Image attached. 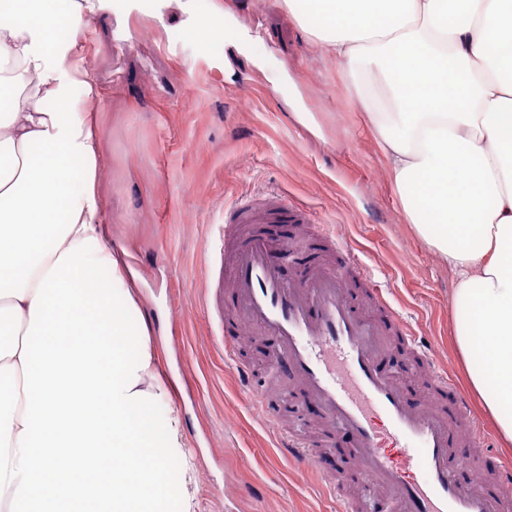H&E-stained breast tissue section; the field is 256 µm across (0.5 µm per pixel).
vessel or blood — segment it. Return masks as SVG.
Segmentation results:
<instances>
[{"label": "vessel or blood", "mask_w": 512, "mask_h": 512, "mask_svg": "<svg viewBox=\"0 0 512 512\" xmlns=\"http://www.w3.org/2000/svg\"><path fill=\"white\" fill-rule=\"evenodd\" d=\"M287 220L282 212L241 208L235 223L224 227L235 311L273 338V364L295 377L322 414L316 439H308L298 425L280 434L281 455L307 467L317 462L320 449L341 438L359 462L364 491L389 493L399 512H500L501 501L512 497V466H502L493 491L458 479L459 465H480L488 446L483 425L464 397L450 414L434 403L410 405L400 382L382 371L386 342L375 322L356 313L344 296L336 266L344 251L335 236L313 247L286 230L275 236L239 231L244 223ZM306 248L312 258L304 276L284 281L271 253L292 258ZM390 324L421 362L429 363L431 394L439 396L452 383L447 369L430 364L429 345L399 313H392ZM462 436L473 449L463 461L451 452Z\"/></svg>", "instance_id": "1"}]
</instances>
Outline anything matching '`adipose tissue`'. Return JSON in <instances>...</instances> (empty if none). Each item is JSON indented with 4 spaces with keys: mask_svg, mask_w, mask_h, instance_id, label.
<instances>
[{
    "mask_svg": "<svg viewBox=\"0 0 512 512\" xmlns=\"http://www.w3.org/2000/svg\"><path fill=\"white\" fill-rule=\"evenodd\" d=\"M98 0H0V512H190L180 419L151 414L137 271L102 223L75 41ZM346 65L402 211L455 273L465 381L512 442V0H285ZM52 108H45V101Z\"/></svg>",
    "mask_w": 512,
    "mask_h": 512,
    "instance_id": "ef3b65f1",
    "label": "adipose tissue"
}]
</instances>
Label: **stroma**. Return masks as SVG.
Masks as SVG:
<instances>
[{
    "label": "stroma",
    "mask_w": 512,
    "mask_h": 512,
    "mask_svg": "<svg viewBox=\"0 0 512 512\" xmlns=\"http://www.w3.org/2000/svg\"><path fill=\"white\" fill-rule=\"evenodd\" d=\"M75 40L90 87L76 89L74 109L96 115L103 220L113 251L139 273L128 314L150 327L155 421L180 417L192 512H338L315 471L276 447V427L301 419L315 428L318 414L273 392V420L248 404L224 358V330L259 379L272 340L241 316L206 309L203 289L224 268V221L244 203L277 199L308 214L294 227L299 236L324 230L348 245L344 293L356 312L385 325L386 312L365 296L382 289L460 376L450 343L454 276L407 224L363 109L379 107L385 86L357 99L349 70L285 0H99ZM407 357L390 348L381 366L417 404L427 371L408 368Z\"/></svg>",
    "instance_id": "obj_1"
}]
</instances>
